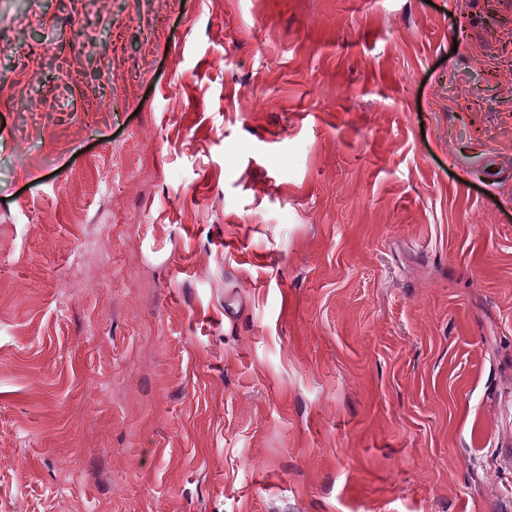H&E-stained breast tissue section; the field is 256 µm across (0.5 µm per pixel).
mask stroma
<instances>
[{"instance_id": "obj_1", "label": "stroma", "mask_w": 512, "mask_h": 512, "mask_svg": "<svg viewBox=\"0 0 512 512\" xmlns=\"http://www.w3.org/2000/svg\"><path fill=\"white\" fill-rule=\"evenodd\" d=\"M82 9L0 0V512H512V0Z\"/></svg>"}]
</instances>
